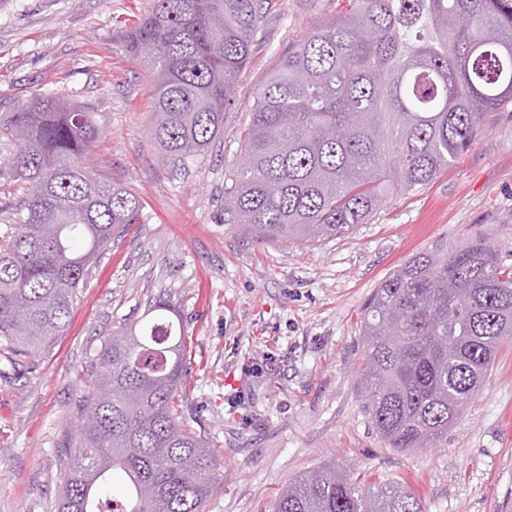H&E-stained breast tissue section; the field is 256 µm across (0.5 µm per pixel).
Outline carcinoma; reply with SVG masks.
I'll list each match as a JSON object with an SVG mask.
<instances>
[{"instance_id": "carcinoma-1", "label": "carcinoma", "mask_w": 512, "mask_h": 512, "mask_svg": "<svg viewBox=\"0 0 512 512\" xmlns=\"http://www.w3.org/2000/svg\"><path fill=\"white\" fill-rule=\"evenodd\" d=\"M264 21L263 0H155L127 36L150 73V141L173 163L204 155ZM512 102V0H348L278 60L224 187V216L257 238L313 243L364 224L394 193L448 170ZM105 135L54 95L0 115L17 150L0 179L23 191L0 237V345L25 356L63 335L89 266L137 223L141 202L84 163ZM149 323L112 332L86 369L77 433L60 449L58 512H204L221 464L181 417L184 331L153 302ZM361 395L401 452L432 448L512 340V268L476 237L417 253L369 297ZM275 512H423L403 479L365 488L334 465L297 477Z\"/></svg>"}]
</instances>
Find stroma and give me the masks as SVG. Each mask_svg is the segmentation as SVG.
<instances>
[{
  "mask_svg": "<svg viewBox=\"0 0 512 512\" xmlns=\"http://www.w3.org/2000/svg\"><path fill=\"white\" fill-rule=\"evenodd\" d=\"M344 3L266 0L223 134L175 166L148 138L149 74L126 50L154 0H0V113L49 93L85 106L107 132L90 169L142 203L137 224L91 265L64 334L17 365L0 357V512H56L83 370L155 301L176 309L186 334L180 409L224 465L205 512H274L290 482L332 462L371 486L405 479L424 512H512V343L434 448H387L357 386L363 308L396 266L476 237L512 265V104L487 114L448 170L344 235L266 241L224 220L226 176L258 92Z\"/></svg>",
  "mask_w": 512,
  "mask_h": 512,
  "instance_id": "stroma-1",
  "label": "stroma"
}]
</instances>
